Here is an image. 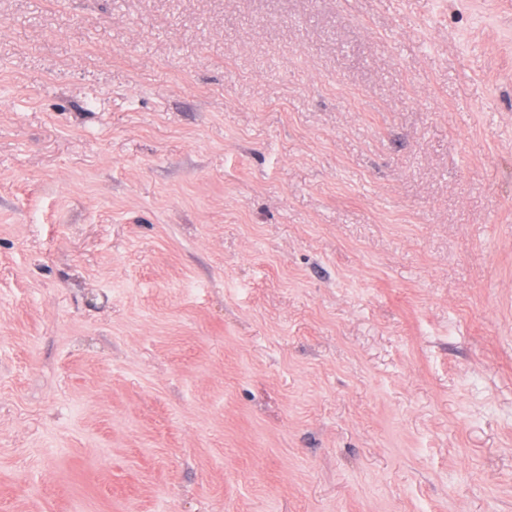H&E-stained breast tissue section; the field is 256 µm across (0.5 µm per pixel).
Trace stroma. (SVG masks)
<instances>
[{"instance_id":"35a3bbf8","label":"stroma","mask_w":512,"mask_h":512,"mask_svg":"<svg viewBox=\"0 0 512 512\" xmlns=\"http://www.w3.org/2000/svg\"><path fill=\"white\" fill-rule=\"evenodd\" d=\"M0 512H512V0H0Z\"/></svg>"}]
</instances>
